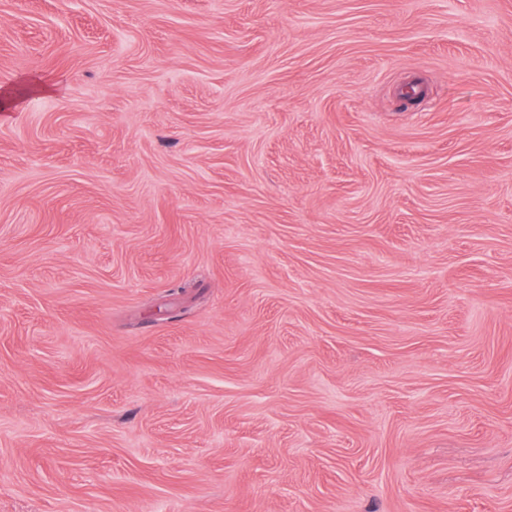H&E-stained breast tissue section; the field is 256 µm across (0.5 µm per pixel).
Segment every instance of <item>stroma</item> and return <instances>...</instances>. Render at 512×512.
Returning a JSON list of instances; mask_svg holds the SVG:
<instances>
[{
	"label": "stroma",
	"mask_w": 512,
	"mask_h": 512,
	"mask_svg": "<svg viewBox=\"0 0 512 512\" xmlns=\"http://www.w3.org/2000/svg\"><path fill=\"white\" fill-rule=\"evenodd\" d=\"M0 512H512V0H0Z\"/></svg>",
	"instance_id": "1"
}]
</instances>
